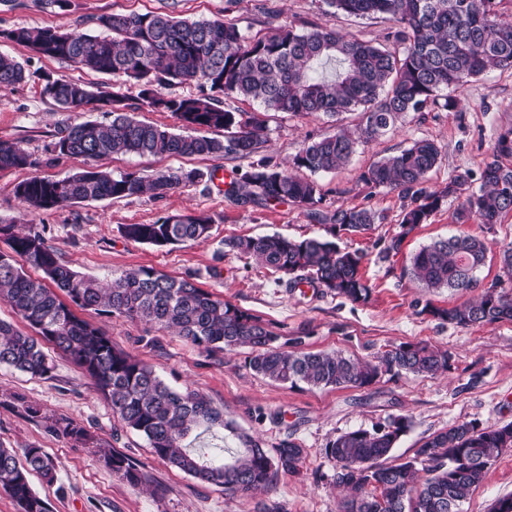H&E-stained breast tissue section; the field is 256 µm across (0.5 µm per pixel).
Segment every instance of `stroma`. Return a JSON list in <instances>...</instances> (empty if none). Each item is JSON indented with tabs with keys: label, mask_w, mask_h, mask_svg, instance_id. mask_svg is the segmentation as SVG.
I'll return each instance as SVG.
<instances>
[{
	"label": "stroma",
	"mask_w": 512,
	"mask_h": 512,
	"mask_svg": "<svg viewBox=\"0 0 512 512\" xmlns=\"http://www.w3.org/2000/svg\"><path fill=\"white\" fill-rule=\"evenodd\" d=\"M170 11L188 19L219 20L249 33L265 32L269 12L281 24L317 23L347 36L386 42L393 23L383 16L335 14L324 0H67L64 6L44 0H0V33L19 27L71 26L91 30L92 18L106 13ZM0 52L23 61L31 77L0 89V140L18 143L33 166L0 170V219L40 232L67 264L81 275L105 281L122 271L151 267L194 282L215 296L260 316L281 336H302L312 352H339L368 361L403 342H424L447 350V372L420 377L382 376L363 387L290 386L254 374L246 365L248 349L211 357L190 341L153 324L96 310L80 316L104 330L115 346L151 366L168 385L189 388L223 409L226 419L262 440L265 448L291 440L306 451L300 473L280 476L276 487L240 497L198 481L154 457L146 440L126 428L89 377L51 344L43 350L50 377L33 376L0 365V446L43 449L52 458L56 479L46 482L31 473L33 489L51 512H338L342 493L334 481L336 464L325 455L340 434L372 429L389 417L410 416L409 431L393 450L399 463L413 457L433 434L461 422L483 426L512 422V319L462 328L418 313L428 300L440 308L476 299L483 288L501 279L499 247L512 243V214L498 224L453 223L459 201L444 196L427 223L417 226L399 253L380 251L400 232L402 201L396 191L366 184L361 175L375 161L399 153L415 138L437 141L439 164L427 187L443 193L451 177L470 172L479 178L499 130L512 124V69L494 70L454 90L456 111L439 108L404 113L395 128L360 145L350 162L314 177L324 201L322 211L354 206L376 211L380 219L363 234L342 236L340 243L362 254V272L372 287L368 303L354 305L342 297L311 288H288L284 277L224 242L279 234L294 240L329 236L331 227L312 220L292 203L237 204L225 195L224 181L233 171L249 170L267 158L288 166L306 139L357 131L359 116L333 119L323 114L268 115V136L247 158H155L112 155L99 161L112 176L137 172L154 176L177 169L199 174L165 196L146 193L130 199L84 202L64 208L30 211L15 194L16 185L34 175L62 179L86 167L83 158L50 159L48 149L68 125L109 123L106 112L59 109L42 93L44 74H63L84 83L112 86L110 76L33 54L0 36ZM205 213L212 217L210 238L166 248L126 239V224H150L162 217ZM465 232L494 240L476 273L477 286L467 292L425 290L410 275L413 256L433 241ZM37 406L31 416L29 406ZM70 419L92 436L78 444L53 430L55 421ZM121 452L142 464L144 479L132 483L112 472L102 452ZM512 497V449L504 452L473 487L463 512H492L499 499Z\"/></svg>",
	"instance_id": "1"
}]
</instances>
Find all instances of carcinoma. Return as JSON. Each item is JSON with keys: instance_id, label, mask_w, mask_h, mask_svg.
I'll list each match as a JSON object with an SVG mask.
<instances>
[{"instance_id": "carcinoma-1", "label": "carcinoma", "mask_w": 512, "mask_h": 512, "mask_svg": "<svg viewBox=\"0 0 512 512\" xmlns=\"http://www.w3.org/2000/svg\"><path fill=\"white\" fill-rule=\"evenodd\" d=\"M324 2L349 16H387L395 26L390 43L346 37L317 24L306 30L270 26L266 33L252 35L233 24L178 18L167 11L103 14L93 19L96 34L59 26L17 28L0 35L39 56L125 77L139 87L137 103L132 104L119 90L102 91L64 75L46 78L43 95L57 105L81 112L92 104L112 115L106 125L87 121L65 127L50 149L92 163L118 153L246 158L266 141L269 112L330 117L358 112L359 137L340 129L304 143L293 159L297 169L332 172L346 164L360 144L395 127L402 114L432 107L452 111L458 101L443 91L491 70L512 68V21L504 16V0ZM331 63L336 65L334 74L320 75L318 68ZM29 77L22 61L0 53V88L22 84ZM184 81L198 82L202 94L173 97L162 92ZM229 96L255 101L260 109L231 111L223 101ZM142 108L171 113L185 132L129 115ZM211 130L224 131V137L208 135ZM440 156L436 141L418 138L362 174L366 183L396 190L405 201L401 232L384 246V255L400 251L407 235L441 206L444 194L463 198L454 214L457 224L473 219L496 224L512 212V126L498 133L477 188L464 172L448 181L444 194L429 191L427 178ZM34 164L18 144L0 141V169ZM198 177L195 170H175L147 181L133 172L114 177L92 166L59 180L32 176L20 182L15 193L28 207L49 210L147 191L162 197ZM225 194L241 204L288 201L314 217L323 201L314 181L265 160L235 173ZM377 219L368 208H339L329 216L330 238L267 235L226 240L224 245L288 276L290 288L307 284L363 305L372 288L360 271L362 256L342 247L339 240L343 233L369 230ZM212 223L205 214L179 215L175 222L167 216L152 224H126L123 234L135 242L167 247L208 239ZM12 228L0 224V235L7 237L11 249L0 252V301L36 336L0 321V365L48 377L52 367L38 340L52 344L110 400L120 421L145 438L154 456L232 494L248 496L271 489L280 475L299 473L305 450L294 441L267 450L259 439L224 419V412L204 394L170 387L151 366L117 348L110 336L79 317L73 307H103L112 315L173 329L210 355L249 348L253 372L293 386L361 388L383 374L432 376L449 366L448 352L422 342L401 343L373 362L341 353L305 352V337L283 342L260 317L189 280L141 267L103 285L63 262L42 234H14ZM489 251L488 240L455 234L423 247L413 257L411 275L428 291H467L476 285L475 272ZM27 268L40 276L31 277ZM421 312L464 328L512 319V289L502 287L499 280L475 301L446 309L427 301ZM200 427L227 432L238 450L191 447L187 439ZM410 427L409 417L392 416L370 430L341 434L327 445L325 455L336 463V485L345 491L340 512H463L469 491L512 448V423L482 427L462 422L430 437L410 460L386 464ZM54 430L79 443L91 439L84 427L67 419L57 421ZM105 461L112 472L130 482L142 478L137 464L120 452L105 455ZM32 472L49 483L55 480L53 461L43 449L0 447V492L10 496L21 512H50L48 502L32 489Z\"/></svg>"}]
</instances>
